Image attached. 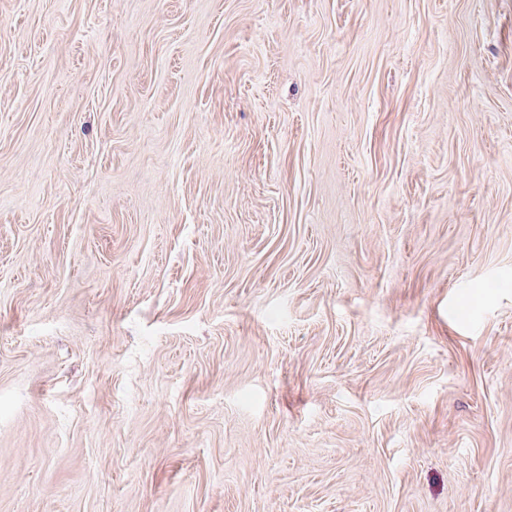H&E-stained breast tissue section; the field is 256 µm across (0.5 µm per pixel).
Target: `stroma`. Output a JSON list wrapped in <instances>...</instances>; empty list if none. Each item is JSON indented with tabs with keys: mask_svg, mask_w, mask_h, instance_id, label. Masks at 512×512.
<instances>
[{
	"mask_svg": "<svg viewBox=\"0 0 512 512\" xmlns=\"http://www.w3.org/2000/svg\"><path fill=\"white\" fill-rule=\"evenodd\" d=\"M0 512H512V0H0Z\"/></svg>",
	"mask_w": 512,
	"mask_h": 512,
	"instance_id": "1",
	"label": "stroma"
}]
</instances>
